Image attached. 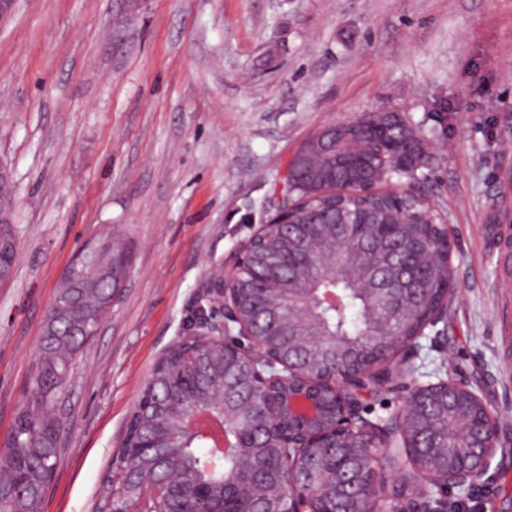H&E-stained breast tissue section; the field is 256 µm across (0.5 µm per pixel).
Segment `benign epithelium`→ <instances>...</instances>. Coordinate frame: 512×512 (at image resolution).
I'll return each mask as SVG.
<instances>
[{
  "label": "benign epithelium",
  "instance_id": "7a95c632",
  "mask_svg": "<svg viewBox=\"0 0 512 512\" xmlns=\"http://www.w3.org/2000/svg\"><path fill=\"white\" fill-rule=\"evenodd\" d=\"M264 228L265 225H259L208 279L205 286L208 306L198 308L196 328L184 339V344L195 346L197 337L206 336L211 342L222 345L224 357H232L246 366L250 385L268 381L269 373L306 376L311 369L309 364L296 365L289 355L269 353L263 339L254 334L251 324L239 311V289L235 285L245 268H254L250 261L251 248ZM363 278L373 283L368 289L372 304L382 308L407 304V295L394 288L395 278L380 279L371 268L363 270ZM311 302L309 289H288V307L281 309V319L296 328L288 351L303 349L313 357L331 354L336 358L344 351L347 340L320 332L310 318ZM367 338L380 346L385 343V336L373 316L354 344ZM414 347L413 343L408 345L393 366L381 351L370 359L352 351L343 366L338 368L334 362L325 366L319 372V380L336 392V413L329 423L323 404L304 391L270 395L255 411L239 408L232 412L241 430L259 412L266 427L278 433L281 457L269 458L264 470L288 499V512H447L442 495L450 488H472L475 477L487 472L496 452V420L481 396L463 383L452 378L411 385L397 381L389 389L398 394V408L388 417L375 421L364 416L356 391L370 387L380 391L372 386L369 377L387 365L391 374L405 375ZM437 412L448 415L464 412L470 422L467 432L454 434L455 444L450 450L435 441L425 440L429 433L422 432ZM283 414L300 421L306 428V436L280 430L279 420ZM310 448L335 449L336 471L344 474L342 486L336 487L334 506L326 510L317 506L324 488L319 473L309 472L303 483L294 478L295 467ZM369 455L379 461L397 460L396 475L387 485H402L416 492L408 498L407 508H400L394 499L375 496V484L364 477Z\"/></svg>",
  "mask_w": 512,
  "mask_h": 512
}]
</instances>
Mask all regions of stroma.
Returning a JSON list of instances; mask_svg holds the SVG:
<instances>
[{
  "label": "stroma",
  "instance_id": "stroma-1",
  "mask_svg": "<svg viewBox=\"0 0 512 512\" xmlns=\"http://www.w3.org/2000/svg\"><path fill=\"white\" fill-rule=\"evenodd\" d=\"M429 138L455 290L411 381L448 376L499 420L448 512H512V353L498 334L512 229V0H19L0 22V162L19 241L0 285V446L31 387L55 286L89 239L129 276L73 360L42 512H96L139 391L211 269L270 213L300 145L385 103Z\"/></svg>",
  "mask_w": 512,
  "mask_h": 512
}]
</instances>
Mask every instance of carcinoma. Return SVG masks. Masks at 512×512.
I'll return each instance as SVG.
<instances>
[{
	"label": "carcinoma",
	"mask_w": 512,
	"mask_h": 512,
	"mask_svg": "<svg viewBox=\"0 0 512 512\" xmlns=\"http://www.w3.org/2000/svg\"><path fill=\"white\" fill-rule=\"evenodd\" d=\"M301 149V160L289 167L286 193L301 202L304 213L287 220L294 224L304 220L307 212L314 215L310 235L315 259L300 276L318 295L339 297L337 304L324 300L316 308L325 332L355 337L365 328L369 302L361 285L347 274L320 280L321 260L341 253L349 237L343 225L355 224L364 230L362 246L353 258L356 268L373 261L374 240L384 235L393 267L413 288L410 308H393L382 318L390 338L402 343L419 335L431 326L438 305L454 288L452 275L437 278L422 268L427 261L445 266L450 250L447 213L432 202L418 174L424 169L417 164L418 155L431 159L427 140L399 108L383 106L370 114L362 112L350 126L337 129L336 142L328 148L313 151L306 141ZM395 177L402 179L399 188L392 186ZM294 238L274 224L257 239L255 248L275 261L279 270L295 260L290 250ZM99 249L102 255L93 266L60 278L45 316L32 387L5 448L0 449V502L9 512H41L58 462L56 444L64 428L60 406L70 366L118 293L112 278V251L123 246L106 235L100 238ZM244 281L248 288L244 316H259L263 339L277 346L288 342L269 311L276 292L257 287L247 273ZM235 381L233 373L224 371V349L191 351L178 341L170 345L142 387L123 440L126 448L149 441L150 457L143 460L124 452L113 457L118 480L109 485L103 512H125L145 485L159 491L155 503L159 512H177L179 499L169 489L173 478L187 487L205 489L190 500L191 512H220L238 496L261 508L277 507V490L271 482L257 484L248 476L236 491L224 486V472L237 470L243 461L259 464L274 453L273 433L259 432L254 439L246 438L242 447L231 425L224 435L232 445L220 449L209 435L199 430L188 433L169 417L173 409L202 408L224 423V401L232 403L244 391L237 387L224 394V384Z\"/></svg>",
	"instance_id": "obj_1"
}]
</instances>
